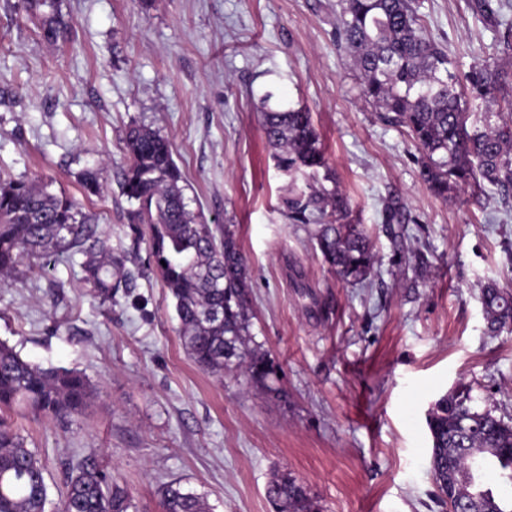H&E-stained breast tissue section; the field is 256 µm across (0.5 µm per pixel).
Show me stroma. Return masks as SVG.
I'll return each mask as SVG.
<instances>
[{
  "label": "stroma",
  "instance_id": "obj_1",
  "mask_svg": "<svg viewBox=\"0 0 512 512\" xmlns=\"http://www.w3.org/2000/svg\"><path fill=\"white\" fill-rule=\"evenodd\" d=\"M69 24L44 41L28 0H0V181L27 177L81 200L134 277L110 300L82 255L24 261L0 281V342L45 368L84 374V413L9 412L50 497L94 460L137 512H161L170 481L213 512H274L266 490L294 476L321 512H448L430 472L427 415L456 386L512 419V333L492 334L480 290L512 287V200L434 197L414 140L384 125L334 39L336 0H53ZM461 70L512 50L470 0H414ZM273 91L309 110L338 187L373 233L365 282L337 281L313 226L284 201L304 179L281 171L259 123ZM173 145L190 209L233 224L247 258L252 331L282 368L276 398L237 371L188 356L174 303L120 188L132 122ZM97 171L99 194L80 175ZM403 205L404 223L383 208Z\"/></svg>",
  "mask_w": 512,
  "mask_h": 512
}]
</instances>
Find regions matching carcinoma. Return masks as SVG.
I'll use <instances>...</instances> for the list:
<instances>
[{"label":"carcinoma","instance_id":"carcinoma-1","mask_svg":"<svg viewBox=\"0 0 512 512\" xmlns=\"http://www.w3.org/2000/svg\"><path fill=\"white\" fill-rule=\"evenodd\" d=\"M479 20L498 29L512 48V23L503 22L512 0H473ZM67 24L57 12L40 21L43 39L52 43ZM336 45L348 51L359 73L364 98L379 109V119L403 129L420 148L419 174L428 190L446 200L459 191L479 192L488 183L512 197V73L484 62L460 73L448 51L427 34L412 0H339ZM261 102L262 127L277 150L279 168L303 171L334 182L325 150L305 108ZM128 167L120 187L130 204L132 224H143L152 266L174 301L184 347L202 370L224 374L235 365L256 385L269 387L280 369L251 331V289L237 231L197 221L185 202L183 176L169 140L149 125L134 123L125 136ZM294 224L316 226L324 263L344 283L366 281L374 270L372 235L351 218L348 196L318 184L286 200ZM94 218L65 194L18 178L0 181V276L14 272L31 255L64 253L84 257L85 280L101 296L128 287L131 277L117 274L120 262L98 236ZM481 300L493 331L512 326V289L487 284ZM91 386L79 372L45 369L0 342V411L22 405L48 417L82 414ZM430 470L441 498L470 493L474 512H512L504 497L476 480L474 449L489 448L483 460L512 483V421L472 405L471 389L458 399L441 396L428 421ZM57 512H129L128 492L108 482L94 462L85 461L67 477ZM162 512H211L204 496L173 482L159 490ZM267 497L276 512H319L307 489L288 473L274 477ZM44 468L25 438L0 418V512H46Z\"/></svg>","mask_w":512,"mask_h":512}]
</instances>
